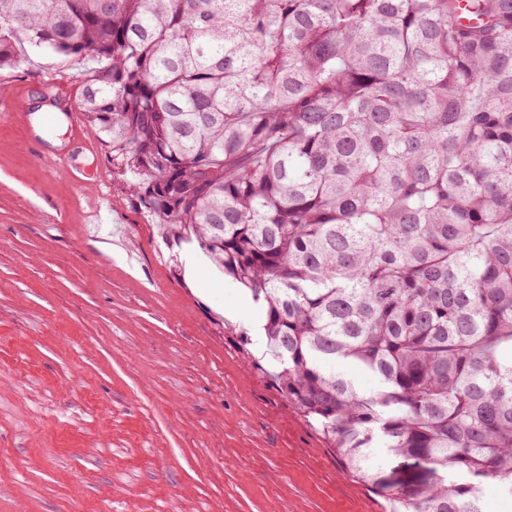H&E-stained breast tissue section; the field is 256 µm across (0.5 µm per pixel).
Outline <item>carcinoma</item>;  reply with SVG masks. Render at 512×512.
I'll list each match as a JSON object with an SVG mask.
<instances>
[{"label":"carcinoma","instance_id":"1","mask_svg":"<svg viewBox=\"0 0 512 512\" xmlns=\"http://www.w3.org/2000/svg\"><path fill=\"white\" fill-rule=\"evenodd\" d=\"M23 42L101 63L109 163L263 303L345 470L403 512L512 486V0H0V68ZM336 371L344 372L361 391L370 392L375 390L378 386V379L373 374L363 369L347 364L339 365L336 363Z\"/></svg>","mask_w":512,"mask_h":512}]
</instances>
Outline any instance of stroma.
I'll return each instance as SVG.
<instances>
[{
  "label": "stroma",
  "instance_id": "stroma-1",
  "mask_svg": "<svg viewBox=\"0 0 512 512\" xmlns=\"http://www.w3.org/2000/svg\"><path fill=\"white\" fill-rule=\"evenodd\" d=\"M0 69V512H397L271 384L264 310L163 240L96 128L37 109L85 64Z\"/></svg>",
  "mask_w": 512,
  "mask_h": 512
}]
</instances>
